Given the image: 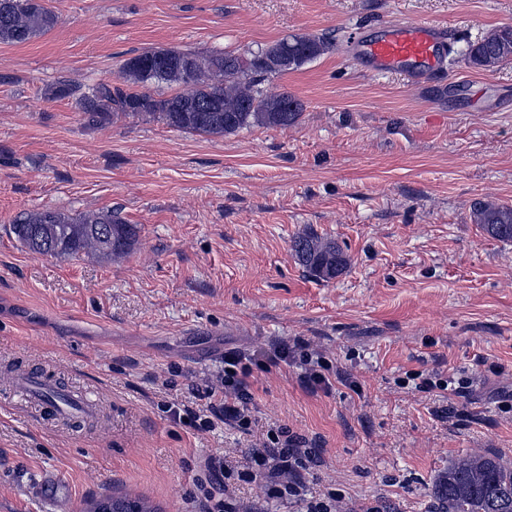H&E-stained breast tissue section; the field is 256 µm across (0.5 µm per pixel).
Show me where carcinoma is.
I'll return each instance as SVG.
<instances>
[{
	"label": "carcinoma",
	"mask_w": 512,
	"mask_h": 512,
	"mask_svg": "<svg viewBox=\"0 0 512 512\" xmlns=\"http://www.w3.org/2000/svg\"><path fill=\"white\" fill-rule=\"evenodd\" d=\"M57 20L41 0H0V43H26L49 32ZM331 47L323 36L294 35L243 55L152 50L123 64L121 83L100 82L86 91L76 84H59L51 96L76 98L87 122L98 127L127 116L212 136L251 126L286 127L299 119L303 105L286 93H268L266 83L301 68ZM511 60L512 26L491 30L468 52V62L477 68L490 69ZM156 83H175L180 90L164 95L129 89ZM470 217L490 237L512 241V205L475 200ZM12 230L33 253L87 254L107 262L126 256L139 239L137 225L112 211L24 212ZM291 250L306 272L325 282L350 266L335 241L312 232L296 235ZM436 488L445 512H512V466L495 456L474 453L449 462ZM106 500L111 503L110 512H157L139 497L112 495Z\"/></svg>",
	"instance_id": "obj_1"
}]
</instances>
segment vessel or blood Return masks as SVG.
I'll use <instances>...</instances> for the list:
<instances>
[{"label":"vessel or blood","instance_id":"b4317fda","mask_svg":"<svg viewBox=\"0 0 512 512\" xmlns=\"http://www.w3.org/2000/svg\"><path fill=\"white\" fill-rule=\"evenodd\" d=\"M445 33V28L431 22L387 25L376 36L357 39L353 52L371 73L400 71L419 80L444 62L448 54ZM22 386L37 398L41 409L62 417L87 418L96 410L95 396L89 391L61 401L48 397L37 379L23 378Z\"/></svg>","mask_w":512,"mask_h":512}]
</instances>
